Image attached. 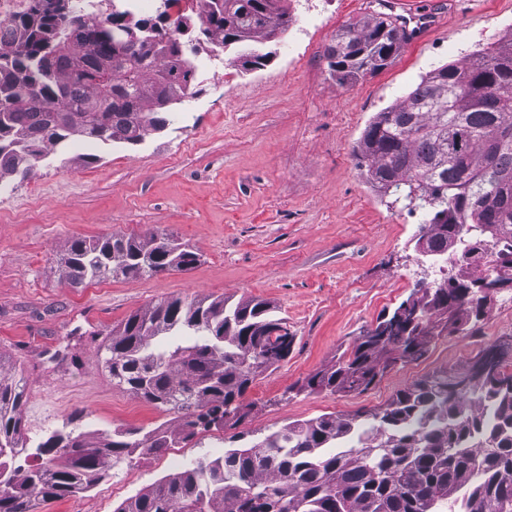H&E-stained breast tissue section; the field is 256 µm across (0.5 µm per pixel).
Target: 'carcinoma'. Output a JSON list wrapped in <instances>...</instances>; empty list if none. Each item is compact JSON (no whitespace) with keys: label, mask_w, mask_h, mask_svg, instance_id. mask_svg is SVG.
<instances>
[{"label":"carcinoma","mask_w":512,"mask_h":512,"mask_svg":"<svg viewBox=\"0 0 512 512\" xmlns=\"http://www.w3.org/2000/svg\"><path fill=\"white\" fill-rule=\"evenodd\" d=\"M161 0L155 18L134 17L118 0H31L13 16L14 42L0 46V159L10 174L62 152L73 137L100 146L136 145L162 131L167 111L194 95L192 55L177 33L190 17ZM211 52L261 43L288 28L270 0H196ZM409 39L388 15L348 24L326 52L342 82L380 70ZM112 68V82L98 81ZM367 178L410 212L424 215L422 255L458 256V274L425 288L415 323L382 336L384 319L347 356L301 389H368L388 368L425 356L442 319L458 331L479 317L488 278L512 284V34L501 48L424 76L377 113L358 145ZM195 253L170 233L147 239L77 238L64 259L71 285L185 271ZM487 262L489 274L463 275ZM180 336L194 337L183 345ZM295 336L263 300L163 301L109 331L97 354L112 382L169 412L160 424L100 434L55 430L36 445L45 459L25 471L5 459L27 452L24 377L3 372L0 355V512H36L42 502L89 490L109 463L160 454L199 431L239 422V399L256 376L286 360ZM488 372L461 387L459 374L426 376L369 414H324L293 422L246 448L198 460L121 504L116 512H512V373L502 352L482 354Z\"/></svg>","instance_id":"obj_1"}]
</instances>
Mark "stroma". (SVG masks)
<instances>
[{"label":"stroma","instance_id":"35a3bbf8","mask_svg":"<svg viewBox=\"0 0 512 512\" xmlns=\"http://www.w3.org/2000/svg\"><path fill=\"white\" fill-rule=\"evenodd\" d=\"M380 2L283 0L290 23L265 42L271 57L263 66L247 71L234 54L213 60L199 50L195 94L166 129L91 164L84 151L70 149L65 164L40 163L0 191V354L27 381L28 440L73 418L105 433L178 425L97 366L105 333L163 300L263 299L295 337L288 359L248 388L237 426L122 463L90 491L42 503L37 512H115L168 475L171 458L213 459L229 439L249 446L294 421L382 407L417 380L464 369L483 348L512 336L507 288L466 332L435 337L425 359L398 364L364 392L302 388L436 276L419 259V228L408 210L357 167L354 148L369 120L422 75L465 63L512 33V0L395 5L389 14L420 20L411 38L385 68L339 82L327 49L345 25L383 10ZM158 231L187 244L198 263L79 287L62 276L61 258L75 238Z\"/></svg>","mask_w":512,"mask_h":512}]
</instances>
